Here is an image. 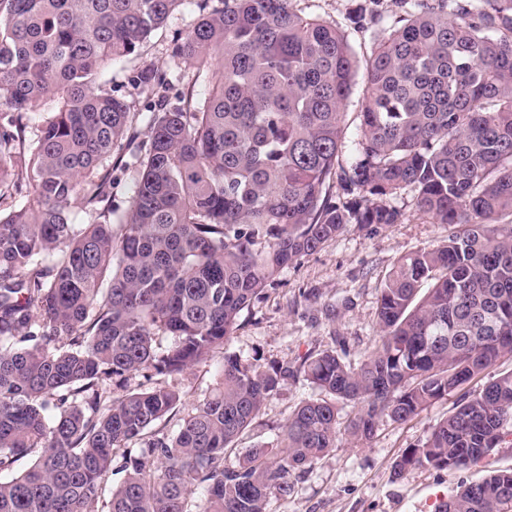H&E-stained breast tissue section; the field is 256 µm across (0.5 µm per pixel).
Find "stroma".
Instances as JSON below:
<instances>
[{"label": "stroma", "instance_id": "stroma-1", "mask_svg": "<svg viewBox=\"0 0 512 512\" xmlns=\"http://www.w3.org/2000/svg\"><path fill=\"white\" fill-rule=\"evenodd\" d=\"M359 2L293 0L295 9L320 15L347 35L358 60L346 106L351 115L362 108L367 62L375 47L370 33L355 29L349 21ZM197 19V10L179 6L136 54L104 71V89L128 102L132 111H146L149 95L135 79L140 71L154 67L167 71L175 88L193 90L197 98H204L206 73L171 54L174 39L187 34ZM394 204L405 211L401 223L347 225L322 250L284 269L242 312L224 353L263 365L275 361L294 366L309 352L342 347L349 361L359 362L375 343L381 283L394 262L408 252L444 243L452 231L450 225L432 223L419 214L410 193L395 198ZM224 353L183 374L162 377L163 385L183 393V410H190L214 385ZM319 396V390L303 380L281 384L240 438L238 450L273 442L289 413L301 401ZM457 399V394H449L403 425L381 420L366 442L339 436L326 457L297 475L290 495L269 497L266 512H437L441 497L461 483L479 480L491 468H512V446L505 444L467 469L426 466L396 476L394 466L402 453L421 442Z\"/></svg>", "mask_w": 512, "mask_h": 512}]
</instances>
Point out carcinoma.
Listing matches in <instances>:
<instances>
[{"instance_id": "1", "label": "carcinoma", "mask_w": 512, "mask_h": 512, "mask_svg": "<svg viewBox=\"0 0 512 512\" xmlns=\"http://www.w3.org/2000/svg\"><path fill=\"white\" fill-rule=\"evenodd\" d=\"M187 2L198 21L173 55L210 73L208 92L157 97L144 141L98 80ZM392 2L389 24L379 0L351 18L375 49L345 161L357 61L345 32L292 0H0V512H97L116 470L109 512H266L340 433L406 423L512 356V0ZM137 82L171 84L152 68ZM119 168L133 172L120 215ZM407 190L457 230L397 259L372 351L356 365L311 352L292 371L227 353L167 428L180 392L137 376L206 362L299 258L348 224L400 223L385 200ZM288 378L329 398L226 462ZM338 400L357 408L343 428ZM509 424L512 371L463 393L395 474L477 464ZM444 512H512V470L459 486ZM117 175V179L114 181V184H112V207L121 214L128 206V200L131 195L132 178L129 173L123 175L117 172Z\"/></svg>"}]
</instances>
